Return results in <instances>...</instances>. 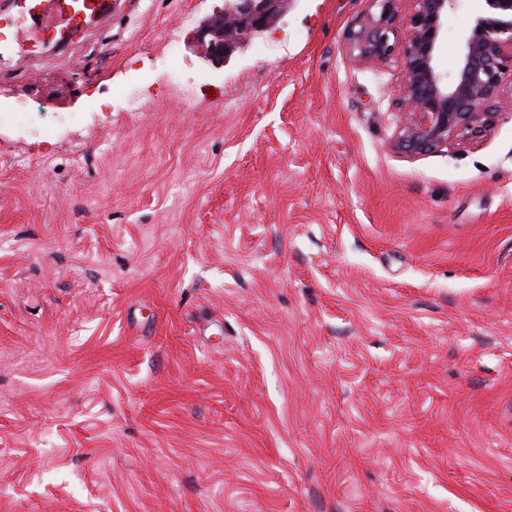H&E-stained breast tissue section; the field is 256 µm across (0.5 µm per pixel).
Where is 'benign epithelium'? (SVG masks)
I'll list each match as a JSON object with an SVG mask.
<instances>
[{
    "label": "benign epithelium",
    "mask_w": 512,
    "mask_h": 512,
    "mask_svg": "<svg viewBox=\"0 0 512 512\" xmlns=\"http://www.w3.org/2000/svg\"><path fill=\"white\" fill-rule=\"evenodd\" d=\"M376 15L351 26L346 35L354 60L365 66L400 68L402 83L393 99L397 130L393 148L415 159L461 145L480 144L499 116L512 111V0H483L461 35L462 53L454 74L435 65L448 10L463 0H369ZM280 0H227L214 20L200 28L196 46L204 57L222 58L249 36L268 28Z\"/></svg>",
    "instance_id": "7a95c632"
}]
</instances>
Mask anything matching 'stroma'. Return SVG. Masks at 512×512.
Segmentation results:
<instances>
[{
  "mask_svg": "<svg viewBox=\"0 0 512 512\" xmlns=\"http://www.w3.org/2000/svg\"><path fill=\"white\" fill-rule=\"evenodd\" d=\"M120 2L0 66V512H512V117L396 153L368 0ZM280 8L278 0H228L224 10L200 28L196 40L199 54L212 58L224 57L240 41L266 30L269 16L279 12ZM223 19L224 39L219 28ZM212 20L217 21L216 27L211 26Z\"/></svg>",
  "mask_w": 512,
  "mask_h": 512,
  "instance_id": "35a3bbf8",
  "label": "stroma"
}]
</instances>
